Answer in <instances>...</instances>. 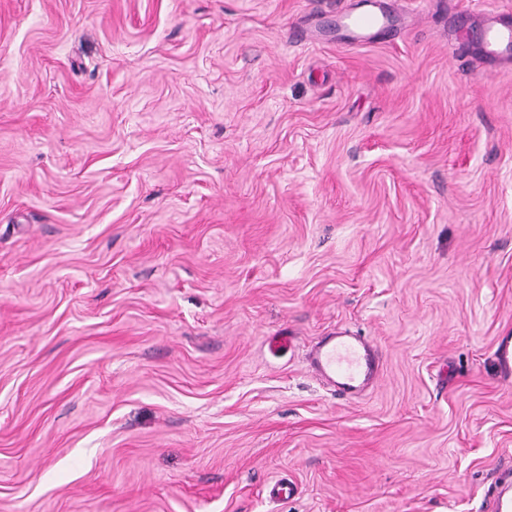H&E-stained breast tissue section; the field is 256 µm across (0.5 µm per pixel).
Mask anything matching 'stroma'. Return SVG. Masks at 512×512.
<instances>
[{
    "mask_svg": "<svg viewBox=\"0 0 512 512\" xmlns=\"http://www.w3.org/2000/svg\"><path fill=\"white\" fill-rule=\"evenodd\" d=\"M378 3L362 44L368 0H0V512H486L512 0ZM345 26L358 33L361 43L369 41L377 30L389 24V16L379 10H364L358 13L345 15ZM485 54L493 59L512 60V24L495 22L482 33ZM307 360L312 371L346 399H355L373 386L382 368L374 342L347 331L324 336Z\"/></svg>",
    "mask_w": 512,
    "mask_h": 512,
    "instance_id": "1",
    "label": "stroma"
}]
</instances>
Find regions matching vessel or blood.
<instances>
[{
  "label": "vessel or blood",
  "mask_w": 512,
  "mask_h": 512,
  "mask_svg": "<svg viewBox=\"0 0 512 512\" xmlns=\"http://www.w3.org/2000/svg\"><path fill=\"white\" fill-rule=\"evenodd\" d=\"M389 23L383 11L364 10L348 14L346 26L357 32L359 42L369 41ZM485 54L493 59L512 60V24L496 22L482 33ZM312 371L342 396L354 399L377 381L382 362L374 342L347 331L324 336L309 352ZM488 512H512V474L498 480L487 505Z\"/></svg>",
  "instance_id": "b4317fda"
}]
</instances>
